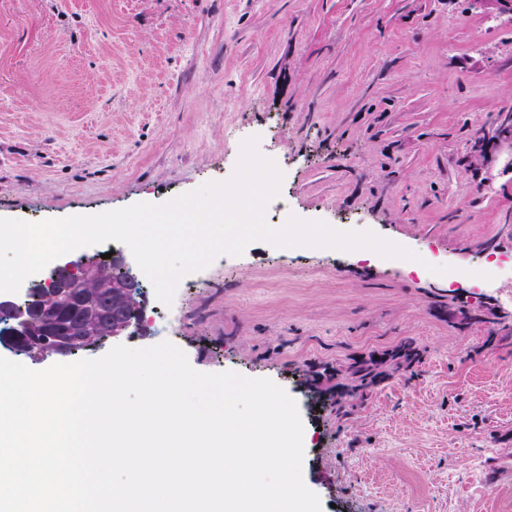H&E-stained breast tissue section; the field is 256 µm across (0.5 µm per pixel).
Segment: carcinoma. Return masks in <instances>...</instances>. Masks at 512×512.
<instances>
[{
  "instance_id": "1",
  "label": "carcinoma",
  "mask_w": 512,
  "mask_h": 512,
  "mask_svg": "<svg viewBox=\"0 0 512 512\" xmlns=\"http://www.w3.org/2000/svg\"><path fill=\"white\" fill-rule=\"evenodd\" d=\"M96 274L85 288L74 287L65 269L54 271V284L30 287V300L20 308L9 300H0V320L15 325L0 329V342H7L26 356H70L112 337L116 319L135 310L140 284L134 280L126 291L114 292V277L123 276L121 268L110 261L88 260ZM421 357L413 342L405 341L389 352L383 361L396 367H410ZM380 362L356 361L350 367V383L340 397L357 399L381 380Z\"/></svg>"
}]
</instances>
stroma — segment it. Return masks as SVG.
I'll list each match as a JSON object with an SVG mask.
<instances>
[{
    "label": "stroma",
    "instance_id": "stroma-1",
    "mask_svg": "<svg viewBox=\"0 0 512 512\" xmlns=\"http://www.w3.org/2000/svg\"><path fill=\"white\" fill-rule=\"evenodd\" d=\"M509 113L512 17L468 0H0V218L161 204L255 136L283 174L268 213L416 253L256 241L86 352L167 340L273 380L322 512H512V273L477 278L512 253V146L482 141ZM408 337L420 362L337 408L354 360Z\"/></svg>",
    "mask_w": 512,
    "mask_h": 512
}]
</instances>
